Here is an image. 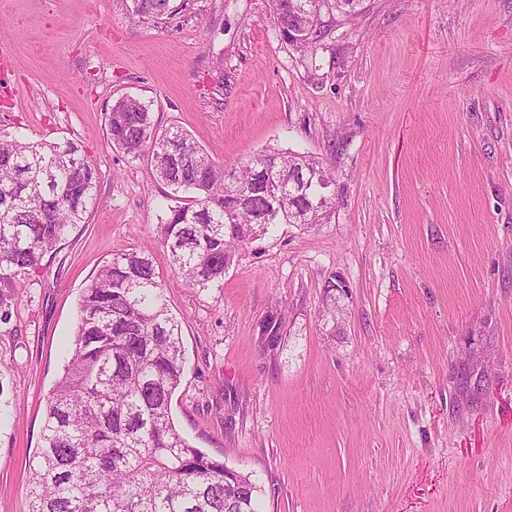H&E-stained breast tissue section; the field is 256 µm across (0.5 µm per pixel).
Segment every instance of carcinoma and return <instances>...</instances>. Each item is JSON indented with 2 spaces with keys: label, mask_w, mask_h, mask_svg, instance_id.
Returning a JSON list of instances; mask_svg holds the SVG:
<instances>
[{
  "label": "carcinoma",
  "mask_w": 512,
  "mask_h": 512,
  "mask_svg": "<svg viewBox=\"0 0 512 512\" xmlns=\"http://www.w3.org/2000/svg\"><path fill=\"white\" fill-rule=\"evenodd\" d=\"M172 0H133L162 24ZM363 0H269L290 42L313 49ZM112 145L151 154L157 181L183 193L156 226L174 272L205 290L235 246L278 224H321L335 178L323 162L269 149L234 167L210 158L180 126L156 131L144 102L107 113ZM98 173L78 144L33 142L0 129V289L39 269L96 203ZM281 318L262 335L275 341ZM184 374L181 325L146 249L116 254L82 291L64 372L49 393L29 481V512H259L252 475L230 469L176 429L171 402Z\"/></svg>",
  "instance_id": "carcinoma-1"
}]
</instances>
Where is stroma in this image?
I'll list each match as a JSON object with an SVG mask.
<instances>
[{"mask_svg": "<svg viewBox=\"0 0 512 512\" xmlns=\"http://www.w3.org/2000/svg\"><path fill=\"white\" fill-rule=\"evenodd\" d=\"M172 3L159 26L132 0H0V127L76 141L99 176L0 320V512H28L83 288L143 247L182 327L175 426L260 512H512V0H364L306 52L268 0ZM124 95L229 167L322 158L330 220L188 287L154 244L177 194L106 135Z\"/></svg>", "mask_w": 512, "mask_h": 512, "instance_id": "obj_1", "label": "stroma"}]
</instances>
